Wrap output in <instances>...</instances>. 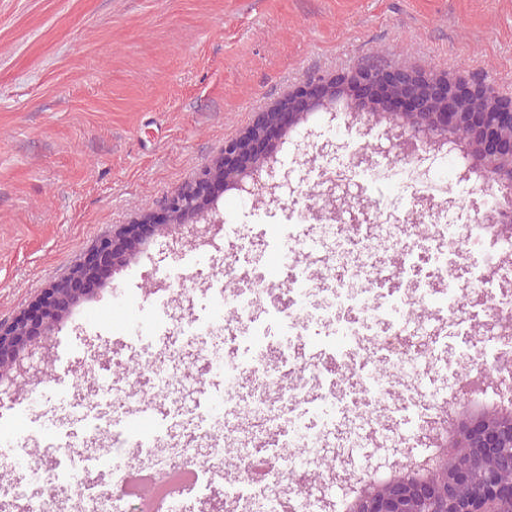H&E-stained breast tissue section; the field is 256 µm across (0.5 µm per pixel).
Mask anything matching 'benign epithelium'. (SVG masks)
<instances>
[{"label": "benign epithelium", "mask_w": 512, "mask_h": 512, "mask_svg": "<svg viewBox=\"0 0 512 512\" xmlns=\"http://www.w3.org/2000/svg\"><path fill=\"white\" fill-rule=\"evenodd\" d=\"M469 93H460L446 78H425L415 72H384L373 77L366 70L350 76L326 79L313 77L296 95L284 98L277 106L261 113L256 122L239 137L224 144V154L206 168L197 180L165 199L159 210L150 212L136 224H125L76 264L67 276L44 289L24 310L10 319H0V381L10 376L11 366L39 335L50 332L70 308L99 284L104 266L116 270L127 264L143 240V228L153 234L170 236L177 229H188L197 237V225L221 224L215 216L216 184L233 189L247 200H255L288 186L290 169L277 157L281 147L291 141L295 153L307 154L308 138L313 131L300 127L316 112L337 117L343 110L367 114L372 127L386 124L396 131L387 142L372 144L373 152L385 156L395 143L407 153L422 147L434 152L453 140L460 130L465 137L458 142L461 164L468 171L490 172L501 192L500 208L491 216L495 232L512 236V100L502 99L495 89L476 82ZM343 109H338V106ZM512 446V415L504 419L492 410L467 414L454 423L447 447L509 448ZM448 472L452 487L470 479L467 470L451 464L448 455L440 457L431 474ZM485 494L464 512H495L496 502L512 495L497 471L483 475ZM432 484L428 477L400 480H369L357 499L355 512H412L409 504L429 498Z\"/></svg>", "instance_id": "7a95c632"}]
</instances>
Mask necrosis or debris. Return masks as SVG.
Wrapping results in <instances>:
<instances>
[{"label": "necrosis or debris", "instance_id": "4bbe7bcc", "mask_svg": "<svg viewBox=\"0 0 512 512\" xmlns=\"http://www.w3.org/2000/svg\"><path fill=\"white\" fill-rule=\"evenodd\" d=\"M366 150L316 156L291 177L300 190L355 185L353 204L369 223L334 224L292 206L276 241L237 230L201 280L223 313L200 322L186 310L165 323L169 353L145 360L126 389H98L119 417H81L71 446L105 438L118 455L144 450L138 470L168 473L151 512H180L183 495L222 478L230 462L238 475L225 480L224 501L235 512H332L310 483L343 481L355 453L385 442L426 446L427 427L460 400L463 374L512 371V342L474 330L479 313L512 311V240L480 224L455 193L425 192L419 158L368 161ZM271 249L285 270L275 286L257 271ZM186 325L222 378L224 410L206 452L189 441L166 453L128 431L121 413L196 393L198 378L174 349ZM111 466L88 455L58 475L73 512H138L127 479L111 494L88 493L87 473Z\"/></svg>", "mask_w": 512, "mask_h": 512}]
</instances>
